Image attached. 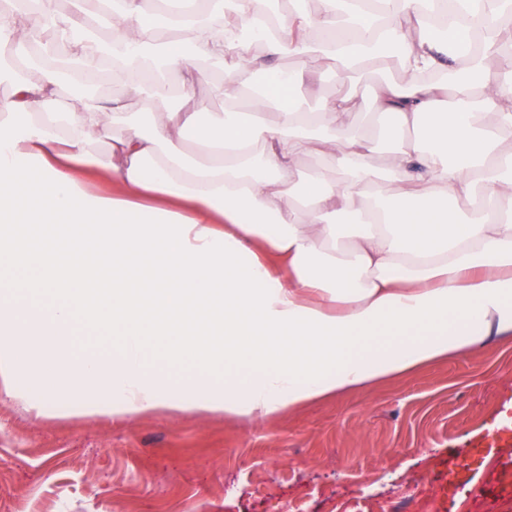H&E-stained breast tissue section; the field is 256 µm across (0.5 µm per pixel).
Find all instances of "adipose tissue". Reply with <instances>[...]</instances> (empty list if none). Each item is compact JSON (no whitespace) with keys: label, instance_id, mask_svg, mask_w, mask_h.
Masks as SVG:
<instances>
[{"label":"adipose tissue","instance_id":"1","mask_svg":"<svg viewBox=\"0 0 512 512\" xmlns=\"http://www.w3.org/2000/svg\"><path fill=\"white\" fill-rule=\"evenodd\" d=\"M176 2L81 0L61 13L53 0H19L0 23L1 60L20 30L47 27L66 37L83 85L104 75L131 95L107 105L79 96L59 109L61 60L42 49L0 99V258L29 274L0 277V318L15 315L20 335L48 340L63 397L15 383L22 349L11 343L0 348V401L117 418L194 409L264 418L512 334V150L501 147L512 70L487 76L483 57L448 45L490 33L502 0H349L346 23L339 0L285 17L236 0L220 29L162 17ZM103 11L106 41L87 33ZM432 15L443 31H431ZM312 49L348 72L370 60L409 73L372 89L386 167L371 162L374 134L352 132L351 98L303 108L298 87L322 78L307 63ZM285 57L294 68L278 67ZM200 59L228 61L224 96L247 95L248 109L215 114L188 150ZM172 70L183 75L175 97ZM92 135L108 144L106 159L88 150ZM331 153L335 170L286 181L301 158ZM461 199L472 208L459 210ZM349 214L361 222L353 235ZM29 290L36 302L17 311ZM101 320L118 351L70 362L68 329ZM152 350L162 364L202 369L219 358L252 374L224 391L152 376Z\"/></svg>","mask_w":512,"mask_h":512}]
</instances>
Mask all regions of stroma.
Returning a JSON list of instances; mask_svg holds the SVG:
<instances>
[{"instance_id":"obj_1","label":"stroma","mask_w":512,"mask_h":512,"mask_svg":"<svg viewBox=\"0 0 512 512\" xmlns=\"http://www.w3.org/2000/svg\"><path fill=\"white\" fill-rule=\"evenodd\" d=\"M376 67L330 74L372 125ZM512 512V335L264 419L0 403V512Z\"/></svg>"}]
</instances>
